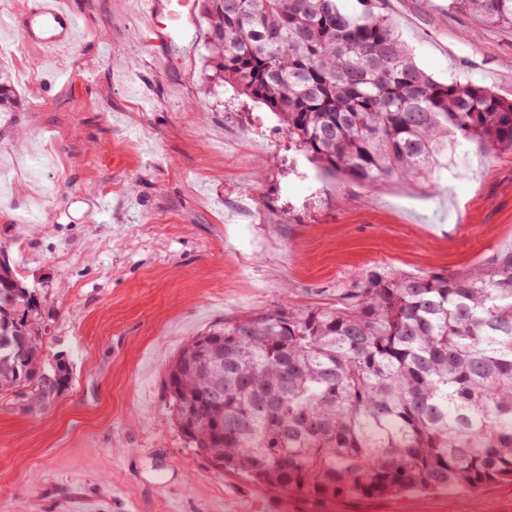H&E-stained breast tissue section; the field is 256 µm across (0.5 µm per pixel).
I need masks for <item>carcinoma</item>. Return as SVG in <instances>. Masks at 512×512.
<instances>
[{
    "instance_id": "1",
    "label": "carcinoma",
    "mask_w": 512,
    "mask_h": 512,
    "mask_svg": "<svg viewBox=\"0 0 512 512\" xmlns=\"http://www.w3.org/2000/svg\"><path fill=\"white\" fill-rule=\"evenodd\" d=\"M512 27V0H448ZM215 75L264 105L309 161L361 185L423 177L448 143L512 151V100L439 82L383 0H201ZM25 101L0 71V117ZM0 259V393L72 380ZM224 392L221 404L211 393ZM168 410L211 466L283 493L382 499L512 481V255L466 275L370 271L334 307L241 317L187 341Z\"/></svg>"
}]
</instances>
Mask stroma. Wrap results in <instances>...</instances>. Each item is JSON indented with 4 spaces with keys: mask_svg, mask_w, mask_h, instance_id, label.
Listing matches in <instances>:
<instances>
[{
    "mask_svg": "<svg viewBox=\"0 0 512 512\" xmlns=\"http://www.w3.org/2000/svg\"><path fill=\"white\" fill-rule=\"evenodd\" d=\"M435 2L384 3L418 65L512 99V28ZM65 5L83 28L54 63L0 30L18 49L0 69L27 102L0 122V247L45 315L46 361L72 370L37 407L28 389L0 393V512H512L506 483L346 502L215 472L163 389L211 326L335 305L370 270L453 276L511 253L512 153L456 149L428 182L334 177L211 79L199 21L162 54L140 0ZM243 192L248 224L229 207Z\"/></svg>",
    "mask_w": 512,
    "mask_h": 512,
    "instance_id": "35a3bbf8",
    "label": "stroma"
}]
</instances>
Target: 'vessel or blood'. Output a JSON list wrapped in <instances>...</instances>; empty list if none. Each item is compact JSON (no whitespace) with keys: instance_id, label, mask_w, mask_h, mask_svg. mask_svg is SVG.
Here are the masks:
<instances>
[{"instance_id":"vessel-or-blood-1","label":"vessel or blood","mask_w":512,"mask_h":512,"mask_svg":"<svg viewBox=\"0 0 512 512\" xmlns=\"http://www.w3.org/2000/svg\"><path fill=\"white\" fill-rule=\"evenodd\" d=\"M60 3L61 0H35L22 23L23 43L38 47L46 60L73 49L76 44L79 20L73 13L63 10ZM144 6L149 18L150 43L167 50L175 34L183 29L187 0H144ZM164 12L175 17L174 25L159 24L158 18Z\"/></svg>"}]
</instances>
